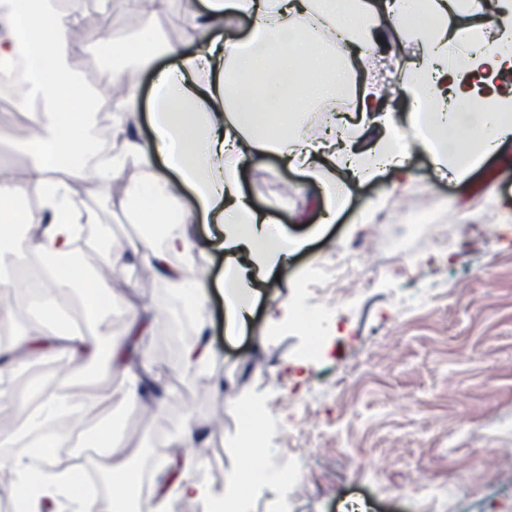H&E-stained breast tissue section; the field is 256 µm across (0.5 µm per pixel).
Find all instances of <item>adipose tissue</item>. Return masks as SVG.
Returning <instances> with one entry per match:
<instances>
[{"label": "adipose tissue", "mask_w": 512, "mask_h": 512, "mask_svg": "<svg viewBox=\"0 0 512 512\" xmlns=\"http://www.w3.org/2000/svg\"><path fill=\"white\" fill-rule=\"evenodd\" d=\"M120 25L148 14L177 10L187 32L182 41L157 47L151 31L131 41L116 40L113 54L135 59L149 68L157 55L174 57L155 90L154 135H133L125 120L112 124L124 155L143 170V179L126 189L132 216L140 224L163 227L162 241L143 237L131 244L150 274L169 284L183 314L201 316L209 283L192 266L198 248L187 226L196 218L222 227L224 277L229 287L224 305L229 332L244 331L260 297L259 285L276 275L303 240L288 237L274 219L245 196L241 171L266 153H278L288 166L300 168L317 187L321 221L335 223L354 183L390 173L393 185L410 179L414 150L433 157L455 180H465L477 164L512 139V0H496L491 12L469 0H122ZM243 14L251 20L243 40L222 39L212 31L224 19ZM86 26L76 10L60 11L50 0H0V94L21 78L22 108L35 116L33 134L25 144L29 157L23 171L0 158V279L11 277L19 263L32 260L41 270L40 297L80 293L86 327L82 330L31 329L24 337L0 342V394L11 389L15 349L30 356L46 350L64 354L67 362L87 364L124 361L125 382L117 392L137 406L163 408L164 383L143 357L129 351L142 344L163 313L133 312L124 337L113 336L108 308L116 297L104 293L112 261L102 258L91 276L76 278L72 261L86 217L77 205L71 183L83 178L82 167L56 176L65 142L88 143L91 138L84 98L64 70L62 48H81L75 34ZM412 31L419 58L405 71L400 94L410 106L406 121H398L394 102L376 90L357 97L358 123L340 130L312 134L303 111L334 99L352 86L355 62L382 66L394 55L389 34ZM494 40H486V31ZM196 49L184 54L185 42ZM466 55L469 64L457 68L453 59ZM320 66L318 82L289 85L305 67ZM296 113L289 122L269 126L262 115L277 114L284 98ZM465 131L478 150L463 156L456 149L458 131ZM371 138L370 148L359 145ZM41 197L43 215L34 235H18L16 205L22 192ZM194 204L186 206L185 193ZM182 264H174V257ZM68 379L30 405L27 394L16 395L21 412L19 435H38V452L1 456L0 469L17 475L16 512H83L85 497L75 467L60 466L57 442L47 426L60 420L80 422L86 404L76 401ZM175 441L182 453L161 448L154 466L155 494L150 512H172L171 499L202 501L209 490L195 474L201 443L191 422H184ZM102 453L98 470L112 481L113 512H126L139 474L122 449L105 433L94 441Z\"/></svg>", "instance_id": "1"}]
</instances>
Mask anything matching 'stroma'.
<instances>
[{
    "instance_id": "stroma-1",
    "label": "stroma",
    "mask_w": 512,
    "mask_h": 512,
    "mask_svg": "<svg viewBox=\"0 0 512 512\" xmlns=\"http://www.w3.org/2000/svg\"><path fill=\"white\" fill-rule=\"evenodd\" d=\"M115 12L101 16L84 35L86 49L66 54L82 93L113 94L119 73L138 97L131 129L150 138L154 70L102 55L114 37L134 28L114 27ZM403 49L388 73L360 70L358 87H396L416 48ZM243 191L306 246L289 258L263 295L242 334L225 333L221 290L224 252L217 224H193L195 269L207 273L206 334L212 373L186 376L178 355L182 329L197 333L195 318L180 320L167 284L144 285V272L128 257V245L146 233L131 218L126 196L80 197L94 224L109 230L107 242L83 254L85 266L112 258L109 286L131 308L164 310L146 337L143 355L168 387L161 412L150 414L111 397L120 372L77 368L74 382L90 409L89 433L111 429L116 445H128L141 468L155 449L191 421L206 451L197 472L213 497L242 464L245 407L258 418L259 481L246 512H512V145L487 158L463 182L440 178L430 157L415 153L407 189L389 176L356 186L335 223L317 231L315 190L268 154L249 166ZM363 254L365 274L343 275L348 257ZM324 313L321 346L303 358L310 328L281 320L284 303ZM54 353L18 363L15 391L42 392L61 369ZM304 470L292 481V464ZM426 491L408 496L413 482Z\"/></svg>"
}]
</instances>
